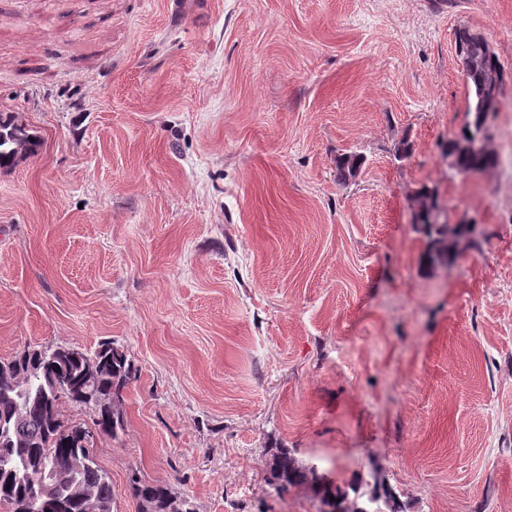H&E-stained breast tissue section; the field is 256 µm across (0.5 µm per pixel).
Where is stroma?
Here are the masks:
<instances>
[{
	"mask_svg": "<svg viewBox=\"0 0 512 512\" xmlns=\"http://www.w3.org/2000/svg\"><path fill=\"white\" fill-rule=\"evenodd\" d=\"M462 27L512 70V0H0V113L40 139L0 172V358L124 350L113 512L136 479L320 512L273 448L402 512H512V174L441 155ZM488 133L512 152L510 80ZM424 185L479 229L430 271Z\"/></svg>",
	"mask_w": 512,
	"mask_h": 512,
	"instance_id": "1",
	"label": "stroma"
}]
</instances>
